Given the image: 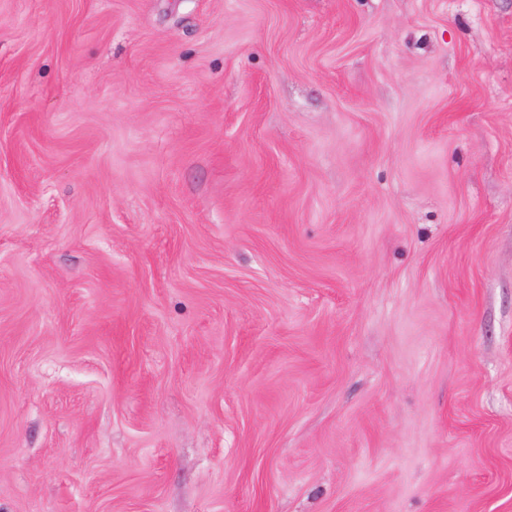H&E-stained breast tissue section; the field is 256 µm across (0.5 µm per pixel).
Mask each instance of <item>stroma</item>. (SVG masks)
Returning <instances> with one entry per match:
<instances>
[{"label": "stroma", "mask_w": 512, "mask_h": 512, "mask_svg": "<svg viewBox=\"0 0 512 512\" xmlns=\"http://www.w3.org/2000/svg\"><path fill=\"white\" fill-rule=\"evenodd\" d=\"M0 512H512V0H0Z\"/></svg>", "instance_id": "1"}]
</instances>
